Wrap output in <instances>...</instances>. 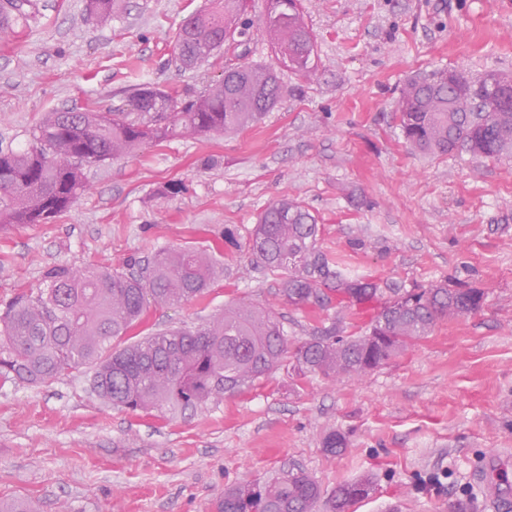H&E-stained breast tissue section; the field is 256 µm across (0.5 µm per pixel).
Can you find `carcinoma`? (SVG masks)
Returning a JSON list of instances; mask_svg holds the SVG:
<instances>
[{"label":"carcinoma","instance_id":"carcinoma-1","mask_svg":"<svg viewBox=\"0 0 512 512\" xmlns=\"http://www.w3.org/2000/svg\"><path fill=\"white\" fill-rule=\"evenodd\" d=\"M247 0H209L184 32L175 53L184 69L224 56L222 84L198 94L157 87L173 111L160 112L134 88L128 107L93 106L46 112L24 146L0 149V228L46 224L68 210L85 191L84 169L135 153L173 136L234 134L261 121L284 86L271 65L240 62L248 42ZM263 25L275 54L288 50V67L302 75L318 67L315 37L300 0H265ZM124 0H87L86 11L102 23L123 9ZM37 16L34 0H0V36H17ZM496 72L472 77L476 92L448 87L445 71L410 78L397 99L399 126L410 147L422 154L470 155L499 161L512 154V109L489 88ZM138 113L133 119L130 113ZM318 218L301 202L283 198L259 215L247 238L254 263L280 278L279 296L295 306L372 305L368 323L342 336L334 323L293 345L270 307L239 303L203 329L178 328L143 336L121 349L107 342L145 320L150 305H177L208 292L219 269L221 245L163 249L137 270L74 268L57 264L43 272L45 287L15 294L0 304V385L37 384L87 367L90 389L118 409L173 416L226 395L250 390L270 371L291 365L298 376L358 379L428 335L445 318L477 312L479 288L439 284L407 289L348 273L319 247ZM348 442L340 432L323 448L340 454ZM374 491L367 479L339 483L329 491L306 471L287 469L262 483L241 481L224 490L214 512H348Z\"/></svg>","mask_w":512,"mask_h":512}]
</instances>
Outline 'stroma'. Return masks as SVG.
Here are the masks:
<instances>
[{
    "mask_svg": "<svg viewBox=\"0 0 512 512\" xmlns=\"http://www.w3.org/2000/svg\"><path fill=\"white\" fill-rule=\"evenodd\" d=\"M205 0H127L108 24L86 0H37L38 16L0 40V148L24 143L45 112L124 105L143 83L203 91L223 60L182 70L173 45ZM319 55L307 77L276 63L249 14L247 59L277 65L285 92L232 136L173 137L84 171L87 191L47 224L0 231V300L37 287L46 267L125 269L161 249H209L225 228L224 271L201 299L153 308L137 336L196 329L230 303L273 305L290 341L370 313L278 304L276 276L245 245L272 200L299 199L322 249L355 275L426 288L483 289L475 314L439 321L360 379L274 370L248 392L173 418L114 409L87 370L0 386V498L39 512H212L225 487L301 468L329 489L371 478L349 512H512V158L411 151L394 112L413 75L512 72V0H302ZM181 182L182 193L163 188ZM362 238L363 248L352 245ZM342 432L346 450L322 438ZM500 498L491 501L486 487Z\"/></svg>",
    "mask_w": 512,
    "mask_h": 512,
    "instance_id": "stroma-1",
    "label": "stroma"
}]
</instances>
